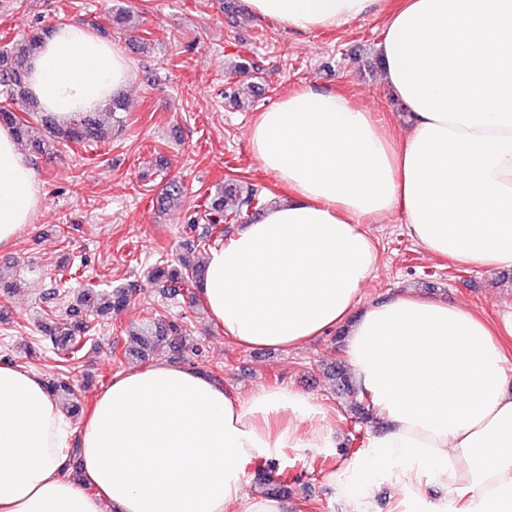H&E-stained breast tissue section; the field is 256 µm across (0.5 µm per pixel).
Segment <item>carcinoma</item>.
Wrapping results in <instances>:
<instances>
[{
    "label": "carcinoma",
    "mask_w": 512,
    "mask_h": 512,
    "mask_svg": "<svg viewBox=\"0 0 512 512\" xmlns=\"http://www.w3.org/2000/svg\"><path fill=\"white\" fill-rule=\"evenodd\" d=\"M45 30H36L29 35L7 43L0 49V97L6 104L0 105V122L11 127L18 144H24L38 156L50 158L59 147L71 143L89 145L105 138V131L100 123L98 112H88L77 119L59 124L52 118L42 114L38 102L29 94L27 89L28 66L31 58L38 52L43 42ZM17 101L26 118H20L11 109V102ZM41 121L43 135L32 138L29 136V119ZM183 197V187L179 180L171 179L166 182L162 199L168 204H178ZM264 205L259 189L245 187L234 179L224 181L218 190L207 198L203 212L190 215L184 232L189 235L185 240L184 253L175 262H166L156 266L149 272L148 279L159 286L168 296H182L194 301L195 286L200 281L203 265L191 260V255L208 242L209 231L198 232L199 224L214 226L230 221H237L249 216L251 209ZM133 290L125 286H116L110 290H99L89 283L82 288L79 307L69 310L70 321L50 322L44 326V339L40 344H50L57 358L60 373L46 379V387L56 397L69 400L68 409L78 408V398L73 384V372L81 359L84 349L95 342L91 316L104 315L118 311L129 304ZM130 346L124 351L117 352L111 348L109 356L116 361L127 356H135L141 360L148 359L154 349L160 345L168 347L174 355L190 352L197 357L203 356V350L193 337L187 334L185 326L177 321L156 320L152 317L145 319L136 329L128 334ZM338 391L348 397H358L359 391L345 367L336 368ZM263 485L264 493L272 496L288 498L292 491L287 487L267 479L258 478Z\"/></svg>",
    "instance_id": "1"
}]
</instances>
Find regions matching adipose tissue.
Instances as JSON below:
<instances>
[{"label":"adipose tissue","instance_id":"ef3b65f1","mask_svg":"<svg viewBox=\"0 0 512 512\" xmlns=\"http://www.w3.org/2000/svg\"><path fill=\"white\" fill-rule=\"evenodd\" d=\"M284 31L333 30L386 14L375 47L394 134L348 93L289 91L259 113L249 143L288 190L207 255L200 292L228 341L290 351L343 332L353 379L379 417L328 483L357 512L374 484L392 512H512V304L487 318L411 290L364 301L382 255L373 224L400 216L430 254L512 268V0H247ZM132 76L117 44L52 27L27 86L61 120L105 106ZM34 167L0 126V250L40 210ZM321 399L285 385L242 394L204 371L157 362L115 377L73 425L40 376L0 365V512H293L249 494L246 468L289 448H331ZM78 439L82 483L68 475ZM445 490L434 498L432 489Z\"/></svg>","mask_w":512,"mask_h":512}]
</instances>
